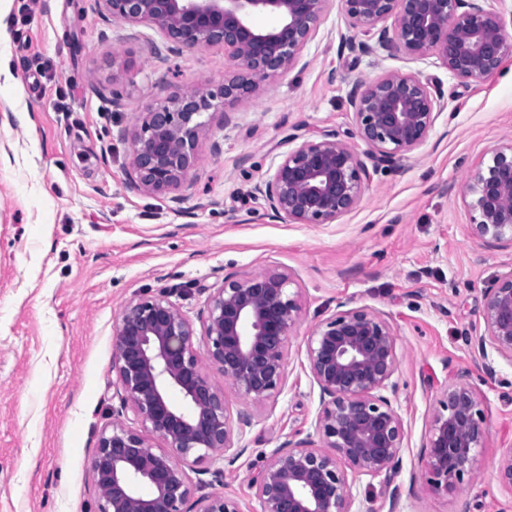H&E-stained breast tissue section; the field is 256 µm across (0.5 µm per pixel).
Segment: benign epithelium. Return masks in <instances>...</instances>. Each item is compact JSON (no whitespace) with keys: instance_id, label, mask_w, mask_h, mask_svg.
I'll use <instances>...</instances> for the list:
<instances>
[{"instance_id":"benign-epithelium-1","label":"benign epithelium","mask_w":512,"mask_h":512,"mask_svg":"<svg viewBox=\"0 0 512 512\" xmlns=\"http://www.w3.org/2000/svg\"><path fill=\"white\" fill-rule=\"evenodd\" d=\"M119 24L148 25L176 49L224 46L243 70L216 87L179 92L144 113L132 133L138 192L179 190L199 163L206 114L232 104L294 67L332 0H102ZM344 48L369 55L399 50L413 59L435 58L463 83L477 82L512 54V33L487 0H341ZM366 155L374 165L419 148L445 108L438 80L389 71L354 84L347 95ZM370 173L334 135L305 140L254 187L275 220L331 224L359 202ZM462 199L470 235L492 247L512 248V138L468 172ZM289 276L268 271L225 276L210 289L202 333L170 295L132 299L121 309L113 337L112 370L121 405L131 406L141 429L112 417L98 438L90 467L95 512H191L193 491L185 461L234 464L245 452L244 427L233 420L224 392L205 365L219 368L237 394L261 404L286 383V343L300 320ZM340 310L323 320L306 344L310 374L319 388L314 433L287 450H274L250 482L255 512H354L349 475L381 479L394 512L404 421L388 393L398 366L390 322L366 307ZM484 332L478 349L512 363V271L482 291ZM178 391L183 404L175 403ZM471 386L445 389L443 411L432 420L422 458L437 491L479 481L476 449L487 437ZM157 438L165 447L157 448ZM512 487V448L496 464ZM147 486L144 493L141 486ZM198 512H244L230 495L204 496Z\"/></svg>"}]
</instances>
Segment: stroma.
I'll list each match as a JSON object with an SVG mask.
<instances>
[{
	"mask_svg": "<svg viewBox=\"0 0 512 512\" xmlns=\"http://www.w3.org/2000/svg\"><path fill=\"white\" fill-rule=\"evenodd\" d=\"M0 512H94L90 460L114 410L113 332L131 299L170 292L198 318L225 275L290 276L301 318L288 339L282 393L243 401L215 366L206 373L232 412L248 415L249 449L221 478L188 463L195 495L229 494L245 512L250 477L273 450L313 432L319 389L306 343L338 302L390 320L399 363L393 395L407 430L395 479L399 512H512L497 460L512 447V364L481 355L482 290L512 271V249L468 232V168L512 138V55L461 82L433 59L380 50L356 57L333 0L302 62L211 113L201 160L180 190H130L129 134L143 113L183 90L217 86L238 68L223 46L172 50L155 28L112 22L100 0H0ZM401 70L439 79L448 105L427 141L379 165L359 203L331 224L268 218L254 187L292 145L337 134L357 154L347 93ZM120 99H113V89ZM480 394L488 430L479 483L434 490L421 447L442 392Z\"/></svg>",
	"mask_w": 512,
	"mask_h": 512,
	"instance_id": "stroma-1",
	"label": "stroma"
}]
</instances>
